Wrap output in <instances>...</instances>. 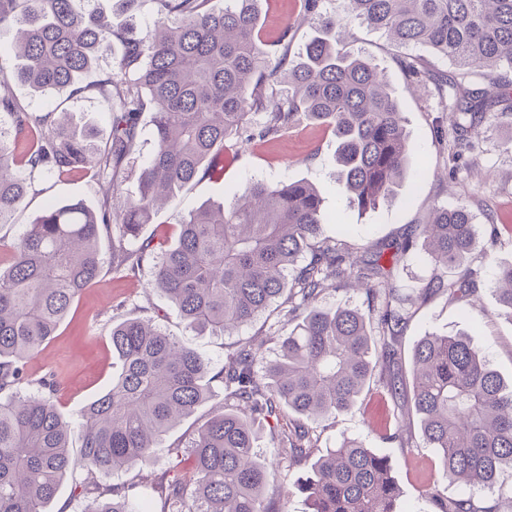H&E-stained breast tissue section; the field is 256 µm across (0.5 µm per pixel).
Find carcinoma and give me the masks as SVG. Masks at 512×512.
<instances>
[{"label":"carcinoma","instance_id":"carcinoma-1","mask_svg":"<svg viewBox=\"0 0 512 512\" xmlns=\"http://www.w3.org/2000/svg\"><path fill=\"white\" fill-rule=\"evenodd\" d=\"M258 2L224 0L215 10L210 0H153V34L133 38L95 10L74 12L72 0H0V27L16 26L20 59L0 76V225L12 223L37 179L82 175L111 187L96 212L81 201L47 204L0 260V512H50L68 479L85 499L82 512H138L124 489L99 490L97 477L150 464L164 435L210 398V362L141 315L112 325V384L79 410L60 409L52 373L28 379V360L99 277L103 236L112 271L150 267L153 287L197 334L222 336L288 295L292 327L277 337L275 357L264 361L262 345H245L218 372L224 403L193 435L189 467L174 452L176 477L161 487L160 512H269L262 492L274 470L256 453V424L290 413L302 422L284 434L277 456L309 476L283 491L281 508L296 490L310 512H401L387 457L355 439L316 457L308 422L349 410L378 358L401 360L400 308L434 293L467 297L476 272L437 276L416 296L382 289L379 348L359 310L325 309L317 300L335 284L381 283L382 260L400 263L417 238L435 264L462 265L478 244L470 213L436 207L404 243L354 255L321 238L325 214L312 184L250 182L231 205L190 212L173 243L142 242L140 232L179 189L217 172L226 139L276 140L299 112L335 136L336 179L351 204L365 210L393 199L411 153L409 133L376 61L345 51L355 21L461 70L457 79L438 77L418 57L399 59L410 87L433 81L441 94L451 89L458 168L479 130L512 112V0H347L344 13L323 17L302 53L285 51L273 67L257 31ZM108 52L105 76L78 86ZM12 79L41 94L94 93L107 109L108 139L55 112L27 111L9 89ZM142 112L152 114L155 148L130 195L118 175L137 151ZM497 276L506 284L499 302L512 319V262L499 265ZM380 382L396 400L411 388L423 441L438 450L445 479L491 489L512 470V383L463 335L422 338L410 380L393 372ZM420 479L437 512H497L472 497L441 495L423 472Z\"/></svg>","mask_w":512,"mask_h":512}]
</instances>
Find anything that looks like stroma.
I'll use <instances>...</instances> for the list:
<instances>
[{"mask_svg": "<svg viewBox=\"0 0 512 512\" xmlns=\"http://www.w3.org/2000/svg\"><path fill=\"white\" fill-rule=\"evenodd\" d=\"M79 10L97 7L111 13L119 25L134 35L149 31L157 15L152 0H143L133 16L117 12L115 0H74ZM258 29L268 44L270 63H277L282 51L300 53L319 25L317 16L306 14L303 0H261ZM289 30L290 45L281 48L276 39ZM351 54L373 58L383 69L398 100L410 133L411 159L405 178L392 201L361 212L348 206L336 182V139L325 127L298 116L287 133L276 142L255 141L241 145L233 141L224 145L222 173L197 179L164 208L142 231L146 238L175 240L183 218L204 204H228L237 190L250 181L271 185L304 180L322 193L329 218L323 235L330 240L346 241L351 247H366L401 242L410 225L422 223L437 205L464 207L473 215L478 247L467 260L477 268V301L468 304L439 293L424 304L409 307L400 339V372H407L417 341L429 334H464L481 348L491 366L504 380H512V319L498 305L497 268L512 262V112L501 116L497 126L478 135L473 151L465 153L463 166L455 177H447L448 115L443 110L435 87L417 93L407 90L406 76L398 60L417 56L431 67L448 75L457 70L446 59L422 47L398 48L378 30L351 23L346 46ZM10 89L17 101L33 112H69L75 122L93 124L100 138L110 132L108 117L101 102L90 93L69 96L68 92L39 94L28 86L14 82ZM103 189L84 177L36 181L35 190L17 211L13 223L0 226V238L12 240L32 223L46 203L59 205L80 200L97 207ZM435 269L422 249H415L404 263L391 267L386 284L401 294L413 295L434 276ZM149 271L116 274L104 267L98 281L86 289L75 302L60 326L56 337L44 345L28 363L30 379L53 372L60 390L56 398L62 409L71 412L96 399L112 379L110 330L113 321L140 310H168L169 304L157 290L150 288ZM318 303L326 308L349 305L361 309L370 320L372 334H379L380 296L362 288L339 286L326 289ZM287 303L276 302L269 311L253 322L221 336L197 334L177 317L163 321V328L179 337L207 358L213 368H221L237 348L254 340L264 341L263 355L273 358L277 344L274 335ZM224 402V385L214 382L212 398L200 406L193 417L167 433L152 466L133 465L121 473L100 477L102 486L122 487L134 501L146 505L148 512H158V484L168 472L171 449L185 447L195 430ZM399 410L371 378L353 407L333 418L314 425L316 452L322 453L345 438L362 440L366 447L389 458L401 491V505L406 512H434L431 501L422 493L415 472L407 465L415 457L438 481L441 493L448 497L474 496L485 503H498L500 512H512V499L497 492L480 490L462 483L451 484L442 478V464L435 449L426 447L421 437H414L411 448L386 437V425L394 424Z\"/></svg>", "mask_w": 512, "mask_h": 512, "instance_id": "35a3bbf8", "label": "stroma"}]
</instances>
